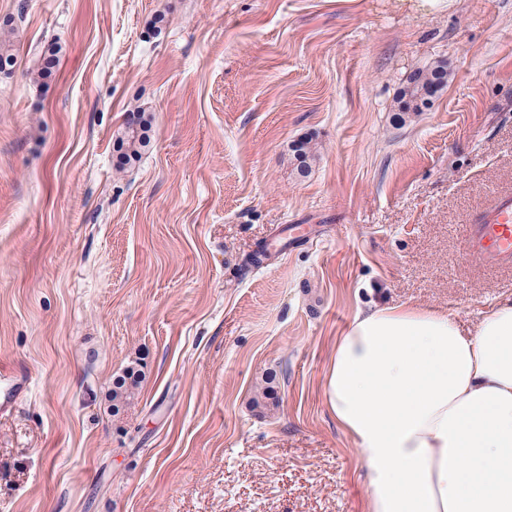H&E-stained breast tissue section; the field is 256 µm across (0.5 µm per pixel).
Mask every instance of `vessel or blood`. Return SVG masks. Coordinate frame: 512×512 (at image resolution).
I'll list each match as a JSON object with an SVG mask.
<instances>
[{"label":"vessel or blood","mask_w":512,"mask_h":512,"mask_svg":"<svg viewBox=\"0 0 512 512\" xmlns=\"http://www.w3.org/2000/svg\"><path fill=\"white\" fill-rule=\"evenodd\" d=\"M463 250L486 269L512 267V193L497 194L480 216L465 225Z\"/></svg>","instance_id":"vessel-or-blood-1"}]
</instances>
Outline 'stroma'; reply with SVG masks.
I'll use <instances>...</instances> for the list:
<instances>
[{"instance_id":"35a3bbf8","label":"stroma","mask_w":512,"mask_h":512,"mask_svg":"<svg viewBox=\"0 0 512 512\" xmlns=\"http://www.w3.org/2000/svg\"><path fill=\"white\" fill-rule=\"evenodd\" d=\"M5 20L0 389H30L0 412V512H367L324 393L337 339L374 304L467 328L512 299L461 240L512 192V0H0ZM441 60L445 88L400 111ZM149 123L143 116L138 123H127L120 143L126 159L132 160L139 156L140 150L148 143ZM139 384V374L134 368H129L124 376H121L113 382L112 400L119 402L127 400L133 394V390Z\"/></svg>"}]
</instances>
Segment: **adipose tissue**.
<instances>
[{
	"label": "adipose tissue",
	"mask_w": 512,
	"mask_h": 512,
	"mask_svg": "<svg viewBox=\"0 0 512 512\" xmlns=\"http://www.w3.org/2000/svg\"><path fill=\"white\" fill-rule=\"evenodd\" d=\"M325 393L368 512H512V300L471 331L408 303L358 311Z\"/></svg>",
	"instance_id": "adipose-tissue-1"
}]
</instances>
